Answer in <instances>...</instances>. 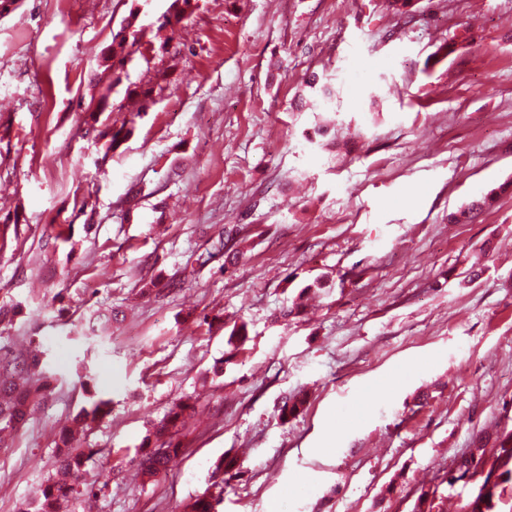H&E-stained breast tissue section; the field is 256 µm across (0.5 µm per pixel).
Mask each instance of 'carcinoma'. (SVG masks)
<instances>
[{"mask_svg":"<svg viewBox=\"0 0 512 512\" xmlns=\"http://www.w3.org/2000/svg\"><path fill=\"white\" fill-rule=\"evenodd\" d=\"M180 4L174 16V22L159 24L161 28H170L168 40H173L178 32V26L184 17L192 11V0H175ZM386 9L403 23L408 24L414 16L413 7L417 0H385ZM138 43V31L134 30L129 36L117 33L112 38L113 68L125 66L131 56L129 48ZM307 87L317 91V98L308 101L303 96H296V108L309 107L313 110L326 112L336 95V90L325 74L312 72L305 80ZM492 195H487L481 201L472 202L467 208L451 214L448 220L452 223L470 221L490 201ZM52 373L41 366L37 355L24 352L0 354V432L17 431L21 429L35 408L40 404L50 387ZM111 400L99 396L92 401L91 409H81L74 421L78 424L92 415L109 412ZM195 409L189 401L175 404L169 413L159 421L152 432L154 447L144 448L140 456L134 459L142 477L151 479L170 467L183 448L180 447L179 435L185 419ZM493 444L494 452L486 454L485 448ZM475 450L455 458L451 473L443 475V480L452 484L469 479L471 462L477 461L480 467L482 484L488 486L486 494L478 496L468 504L469 512H495L496 504L505 491V485L512 482V429L502 428L493 434L480 436L474 442ZM60 447L55 462L54 471L40 491L37 499L31 502L23 512H60L64 506L83 496L94 494L93 484L85 482L83 468L85 462L93 455V449L75 451L79 447L72 431L68 428L61 431ZM224 460H219L214 468L213 487L218 492H203L193 504V512H220L219 506L223 500Z\"/></svg>","mask_w":512,"mask_h":512,"instance_id":"obj_1","label":"carcinoma"}]
</instances>
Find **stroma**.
<instances>
[{
  "mask_svg": "<svg viewBox=\"0 0 512 512\" xmlns=\"http://www.w3.org/2000/svg\"><path fill=\"white\" fill-rule=\"evenodd\" d=\"M172 2L0 19V307H21L0 347L56 377L0 442V512L45 485L88 373L112 412L80 441L99 491L75 512H190L223 458V512H411L421 488L463 512L477 485L438 473L512 428V0H418L404 26L384 0H193L164 46L149 25ZM133 13L147 31L116 86L103 56ZM453 40L469 46L436 60ZM166 67L133 119L126 88ZM313 71L331 113L293 108ZM93 114L134 132L108 148ZM186 397L183 454L135 478Z\"/></svg>",
  "mask_w": 512,
  "mask_h": 512,
  "instance_id": "35a3bbf8",
  "label": "stroma"
}]
</instances>
